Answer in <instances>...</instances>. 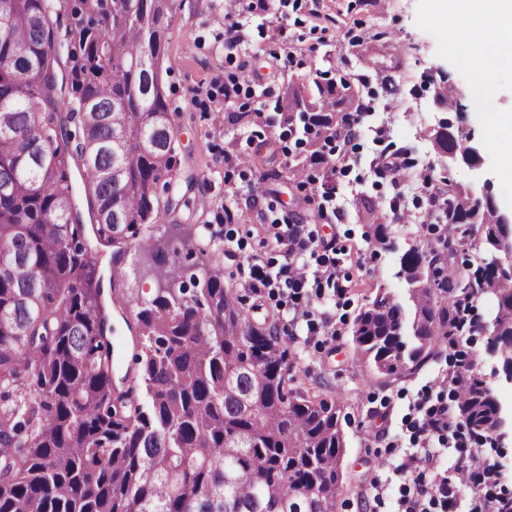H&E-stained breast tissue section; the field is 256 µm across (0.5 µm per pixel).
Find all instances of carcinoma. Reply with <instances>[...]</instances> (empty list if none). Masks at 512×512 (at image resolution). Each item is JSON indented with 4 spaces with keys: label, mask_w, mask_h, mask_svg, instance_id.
I'll return each mask as SVG.
<instances>
[{
    "label": "carcinoma",
    "mask_w": 512,
    "mask_h": 512,
    "mask_svg": "<svg viewBox=\"0 0 512 512\" xmlns=\"http://www.w3.org/2000/svg\"><path fill=\"white\" fill-rule=\"evenodd\" d=\"M69 13L59 36L60 10ZM174 0H0V512H336V462L346 451L340 402L284 390L286 338L252 321L216 266L171 264L170 287L137 312V373L118 392L98 253L163 224L175 168V124L162 78ZM118 39H112L113 32ZM344 78L303 85V130L336 126ZM167 115L155 123L150 115ZM124 141H115V132ZM77 168L79 201L70 180ZM122 171L115 187L112 172ZM454 235L493 224L455 204ZM431 262L420 308L380 292L356 318L360 357L388 377L412 374L448 343L472 282L436 280L442 256L417 245L400 268ZM500 335L512 336V296L493 289ZM471 377L459 413L471 429L497 404Z\"/></svg>",
    "instance_id": "obj_1"
}]
</instances>
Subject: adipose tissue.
<instances>
[{"label": "adipose tissue", "mask_w": 512, "mask_h": 512, "mask_svg": "<svg viewBox=\"0 0 512 512\" xmlns=\"http://www.w3.org/2000/svg\"><path fill=\"white\" fill-rule=\"evenodd\" d=\"M439 10L475 17L465 28L452 27L448 44L459 62L472 75L476 91L490 93L495 89V75L503 66L512 67V0H436ZM504 48L503 56L488 57L486 43Z\"/></svg>", "instance_id": "1"}]
</instances>
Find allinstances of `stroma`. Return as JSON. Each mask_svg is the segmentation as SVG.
<instances>
[{
  "instance_id": "obj_1",
  "label": "stroma",
  "mask_w": 512,
  "mask_h": 512,
  "mask_svg": "<svg viewBox=\"0 0 512 512\" xmlns=\"http://www.w3.org/2000/svg\"><path fill=\"white\" fill-rule=\"evenodd\" d=\"M175 0L164 46L163 76L179 128L176 145V197L179 204L163 224H152L121 243L125 271L116 282L124 309H110L113 379L134 368L136 313L158 293L153 261L158 249L177 250L187 273L219 266L225 287L237 288L239 267L258 255L279 266L274 242L264 226L297 217L317 239H335L344 293L333 298L304 288L311 324H299L289 337L295 384L324 397L340 398V423L346 453L341 461L337 512H397L400 478L393 468L402 457L391 442L403 436L406 420L416 418L423 393L452 398L454 374L494 381L507 422L486 448L496 463V480L512 490V383L493 376L488 337L464 333L421 370L386 378L359 360L352 331L361 310L378 292L408 305V286L400 277L399 257L425 242L439 245L445 225L425 224L430 186L450 180L473 185L487 179L502 211L512 210V178L502 176L500 159L512 151L507 140L488 144L487 128L498 113H512V69L496 75L497 90L475 92L472 76L448 49V23L432 0ZM238 26L234 47L225 44V25ZM447 72L463 92L459 138L472 139L482 156L479 168L448 162L427 136L439 110L426 87L429 74ZM344 76L351 94L340 109L350 113L372 104L347 145L344 160L326 155L312 164L302 131L281 126L273 109L290 81ZM240 86L225 98L226 85ZM253 157L243 166L241 157ZM401 157L407 176L394 185L382 159ZM340 164L334 176L325 167ZM235 214L225 223V210ZM401 211L402 223L392 220ZM387 224L392 250L382 249L372 233L373 219ZM336 335L320 334L323 325ZM385 484L376 496L373 480Z\"/></svg>"
}]
</instances>
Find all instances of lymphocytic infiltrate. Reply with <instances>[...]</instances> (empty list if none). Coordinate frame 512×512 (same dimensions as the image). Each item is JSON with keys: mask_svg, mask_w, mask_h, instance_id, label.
<instances>
[{"mask_svg": "<svg viewBox=\"0 0 512 512\" xmlns=\"http://www.w3.org/2000/svg\"><path fill=\"white\" fill-rule=\"evenodd\" d=\"M265 234L275 242L283 261L273 272L259 257L248 258V274L241 286L258 296L273 288L288 289L293 303L289 326H296L310 316L308 308L301 304L307 284L332 289L337 295L343 294L333 242L315 239L307 233L304 225L289 221H272L267 225ZM420 410L421 417L410 423L412 451L395 468L396 475L404 479L399 488L400 512H451L462 488L456 474L462 470L468 471L470 484L481 487L472 499L469 512H512L511 498L489 490L495 463L476 447L469 432L451 429L454 407L440 398L429 405L421 404ZM450 447L460 451L453 473L436 471L441 450Z\"/></svg>", "mask_w": 512, "mask_h": 512, "instance_id": "obj_1", "label": "lymphocytic infiltrate"}]
</instances>
